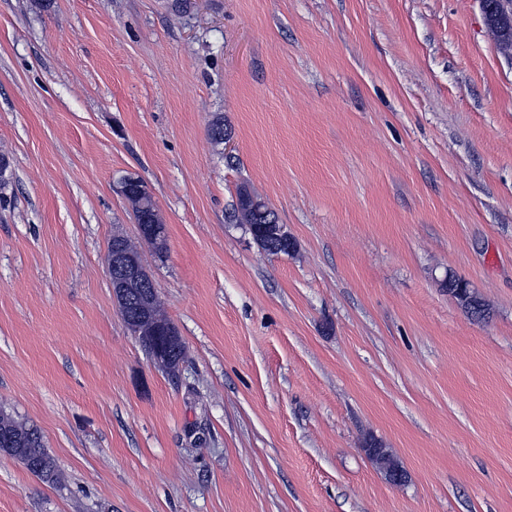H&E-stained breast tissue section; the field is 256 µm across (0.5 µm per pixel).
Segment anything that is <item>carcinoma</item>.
Segmentation results:
<instances>
[{
    "label": "carcinoma",
    "instance_id": "obj_1",
    "mask_svg": "<svg viewBox=\"0 0 512 512\" xmlns=\"http://www.w3.org/2000/svg\"><path fill=\"white\" fill-rule=\"evenodd\" d=\"M13 172L9 155L0 153V200L6 198V191L12 186ZM122 194L130 203L131 209L139 224H160L162 219L155 212V203L147 186L142 180L130 183L122 190ZM277 219L274 211L267 204H254L251 196L238 195L236 221L246 224L249 230H258ZM445 287L458 303L470 315L478 320L487 316L484 303L475 292L466 287V281L448 278ZM146 312L154 326L168 328L171 326L161 301L156 293L137 290L129 294L122 316L125 319L137 317L140 312ZM181 336H158L148 338L143 342L147 349L152 346H163L175 362L185 359V345L180 343ZM0 451L18 459L25 468L46 483L58 485L61 483V472L54 457L48 452L43 436L27 422L18 419L11 412L0 408Z\"/></svg>",
    "mask_w": 512,
    "mask_h": 512
}]
</instances>
